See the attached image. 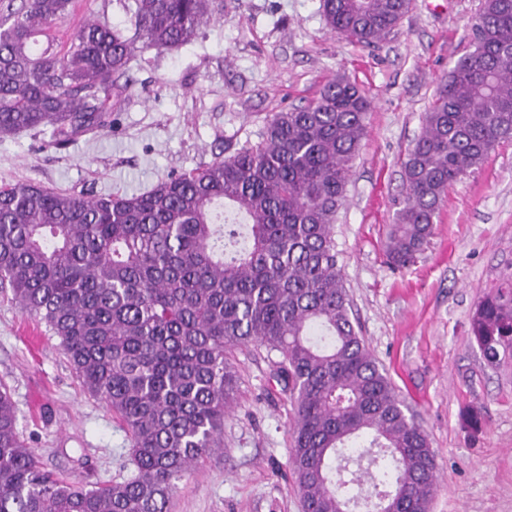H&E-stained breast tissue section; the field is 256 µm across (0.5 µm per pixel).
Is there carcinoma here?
Masks as SVG:
<instances>
[{"label":"carcinoma","instance_id":"obj_1","mask_svg":"<svg viewBox=\"0 0 512 512\" xmlns=\"http://www.w3.org/2000/svg\"><path fill=\"white\" fill-rule=\"evenodd\" d=\"M71 0H20L0 15V136L50 144L112 129L141 47L177 49L213 0H130L132 35L87 21L58 50ZM411 0H322L328 26L371 45ZM474 51L458 60L402 162L385 245L405 268L426 248L448 188L512 140V0H484ZM124 83H119V80ZM369 99L344 77L277 112L256 143L144 193L80 198L0 185V290L44 321L86 391L129 434L128 472L88 488L47 471L0 389V512H170L178 482L224 438L238 379L231 353L277 352L291 399L290 463L303 512H428V436L350 318L337 215ZM472 335L512 359V277L483 297Z\"/></svg>","mask_w":512,"mask_h":512}]
</instances>
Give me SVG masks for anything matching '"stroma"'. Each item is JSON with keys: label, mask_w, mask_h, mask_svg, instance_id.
I'll list each match as a JSON object with an SVG mask.
<instances>
[{"label": "stroma", "mask_w": 512, "mask_h": 512, "mask_svg": "<svg viewBox=\"0 0 512 512\" xmlns=\"http://www.w3.org/2000/svg\"><path fill=\"white\" fill-rule=\"evenodd\" d=\"M124 2L73 0L57 41L90 19L125 26ZM222 3L186 45L138 52L111 131L64 149L43 135L0 138V183L83 197L144 192L257 141L273 113L305 104L336 76L356 82L372 109L335 226L351 318L428 435L439 465L430 512H512V360L488 365L471 333L479 300L512 274V140L449 189L414 263L395 269L383 255L402 161L449 70L472 52L483 0H412L374 45L332 32L321 0ZM277 359L253 344L234 351L239 391L224 445L179 482L171 512H301ZM1 383L47 470L90 487L122 473L125 426L86 393L45 323L7 293Z\"/></svg>", "instance_id": "1"}]
</instances>
